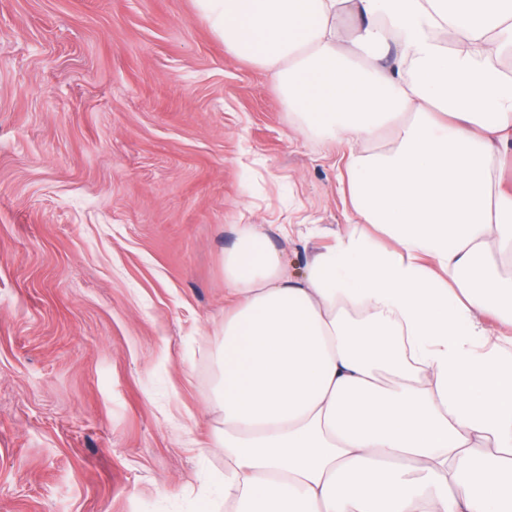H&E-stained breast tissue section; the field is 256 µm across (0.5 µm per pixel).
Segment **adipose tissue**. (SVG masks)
<instances>
[{
  "mask_svg": "<svg viewBox=\"0 0 512 512\" xmlns=\"http://www.w3.org/2000/svg\"><path fill=\"white\" fill-rule=\"evenodd\" d=\"M197 3L351 147L302 277L253 224L224 254V512H512V0Z\"/></svg>",
  "mask_w": 512,
  "mask_h": 512,
  "instance_id": "1",
  "label": "adipose tissue"
}]
</instances>
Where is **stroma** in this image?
<instances>
[{
  "instance_id": "35a3bbf8",
  "label": "stroma",
  "mask_w": 512,
  "mask_h": 512,
  "mask_svg": "<svg viewBox=\"0 0 512 512\" xmlns=\"http://www.w3.org/2000/svg\"><path fill=\"white\" fill-rule=\"evenodd\" d=\"M348 147L303 132L196 0H0V512H196L224 253L299 273Z\"/></svg>"
}]
</instances>
